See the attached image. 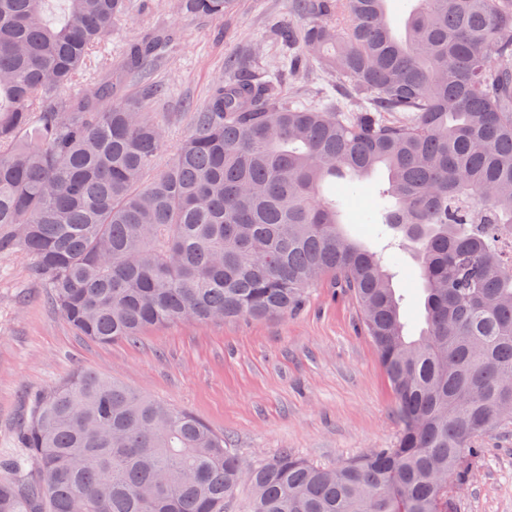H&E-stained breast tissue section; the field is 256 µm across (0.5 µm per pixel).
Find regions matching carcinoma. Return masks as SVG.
Wrapping results in <instances>:
<instances>
[{
  "instance_id": "cac0c4a2",
  "label": "carcinoma",
  "mask_w": 512,
  "mask_h": 512,
  "mask_svg": "<svg viewBox=\"0 0 512 512\" xmlns=\"http://www.w3.org/2000/svg\"><path fill=\"white\" fill-rule=\"evenodd\" d=\"M0 0V251L34 257L76 333L107 343L183 321L285 317L314 288L355 301L390 379L402 430L338 467L284 448L248 470L191 413L79 372L22 430L41 479L0 457V512H448L476 440L512 423V0H415L404 33L388 0H294L330 18L278 38L291 71L335 78L328 104L292 103L233 64L191 114L170 164L142 82L177 39L161 29L86 83L128 0ZM233 0H176L221 20ZM383 168L362 223L410 243L418 334L384 258L342 231V209ZM332 194L322 193L324 185Z\"/></svg>"
}]
</instances>
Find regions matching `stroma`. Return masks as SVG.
<instances>
[{"label":"stroma","instance_id":"1","mask_svg":"<svg viewBox=\"0 0 512 512\" xmlns=\"http://www.w3.org/2000/svg\"><path fill=\"white\" fill-rule=\"evenodd\" d=\"M308 22L293 0H234L222 21L182 16L172 0H130L126 17L96 53L91 77L120 60L129 44L161 27L178 48L149 71L167 94L163 169L189 130L191 109L205 105L230 59L247 56L255 77H278L288 99L325 101L323 71H283L274 26ZM20 249L0 252V456L18 455L23 423L38 395L75 373L94 370L222 434L246 465L281 449L336 467L374 448L393 447L401 422L377 350L360 331L355 303L336 288L312 291L285 319L181 322L151 327L136 340L99 343L78 336L31 275ZM469 478L450 490V512H512V424L477 442Z\"/></svg>","mask_w":512,"mask_h":512}]
</instances>
